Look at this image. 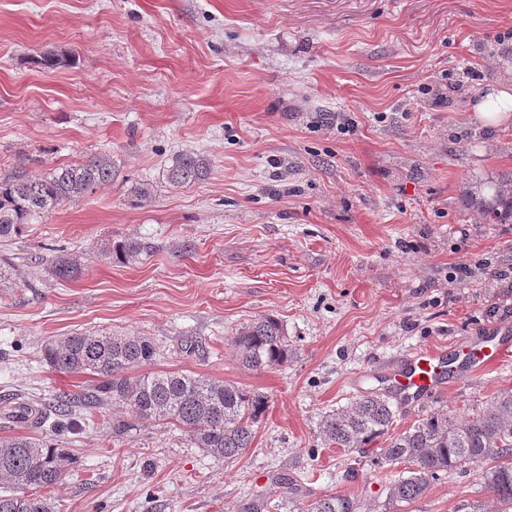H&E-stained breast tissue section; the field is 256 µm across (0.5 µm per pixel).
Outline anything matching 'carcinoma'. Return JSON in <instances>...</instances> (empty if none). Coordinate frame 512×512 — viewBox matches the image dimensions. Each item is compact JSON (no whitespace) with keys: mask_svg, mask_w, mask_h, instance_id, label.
Listing matches in <instances>:
<instances>
[{"mask_svg":"<svg viewBox=\"0 0 512 512\" xmlns=\"http://www.w3.org/2000/svg\"><path fill=\"white\" fill-rule=\"evenodd\" d=\"M209 161L194 153L171 157L166 179L174 187L198 184L208 177ZM116 169L106 154L89 155L33 177L18 164L0 176V241L17 236L22 227L114 179ZM466 211L484 224H512V175L466 188ZM145 249L137 241L117 244L120 261H133ZM61 281L79 277L81 264L67 254L47 260ZM233 345L249 369L273 367L288 359L282 324L267 316L238 329ZM41 359L55 371L89 373L94 384L80 400L88 408L108 403L126 407L138 420L167 421L177 426L192 448L228 463L239 459L254 439V425L269 407L268 397L229 383L187 373L131 372L154 363L157 346L148 336L85 331L49 338ZM396 404L391 397L369 393L326 413L320 423L323 442L337 448L364 449L382 437L376 464L402 470L386 485L389 505L421 498L444 473L482 468L481 479L492 494L493 512H512V390H504L484 409L462 418L430 412L400 432L391 428ZM48 431L73 434L81 429L68 395H58L44 412ZM77 459L52 438L0 437V512H55L52 498L38 493L65 480ZM311 512H361L357 498L328 494L311 504Z\"/></svg>","mask_w":512,"mask_h":512,"instance_id":"carcinoma-1","label":"carcinoma"}]
</instances>
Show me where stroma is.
Wrapping results in <instances>:
<instances>
[{"label": "stroma", "mask_w": 512, "mask_h": 512, "mask_svg": "<svg viewBox=\"0 0 512 512\" xmlns=\"http://www.w3.org/2000/svg\"><path fill=\"white\" fill-rule=\"evenodd\" d=\"M68 63L36 67L33 56ZM512 82V0H0V173L43 176L110 155V183L0 242V437L8 398L35 405L92 377L50 369L40 345L104 330L154 339L156 371H191L267 395L236 462L142 422L113 436L107 404L77 436L57 512H308L356 494L370 512H456L491 494L478 467L444 474L385 510L393 467L323 443L322 415L421 349L452 350L512 325V224H477L468 181L512 173V120L471 104ZM210 161L169 185L171 155ZM151 184L147 202L130 189ZM151 249L123 264L117 243ZM81 264L61 281L48 245ZM271 316L292 355L242 365L236 329ZM512 389V360L435 395L398 402L395 430L460 416Z\"/></svg>", "instance_id": "35a3bbf8"}]
</instances>
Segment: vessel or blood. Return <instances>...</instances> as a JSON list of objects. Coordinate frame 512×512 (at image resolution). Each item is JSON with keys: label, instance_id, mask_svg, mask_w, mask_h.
I'll return each instance as SVG.
<instances>
[{"label": "vessel or blood", "instance_id": "b4317fda", "mask_svg": "<svg viewBox=\"0 0 512 512\" xmlns=\"http://www.w3.org/2000/svg\"><path fill=\"white\" fill-rule=\"evenodd\" d=\"M461 364L449 362L445 352H416L405 364L387 371L384 378L401 395L434 394L454 382L459 371L478 372L512 360V329L497 328L475 340L464 342Z\"/></svg>", "mask_w": 512, "mask_h": 512}]
</instances>
